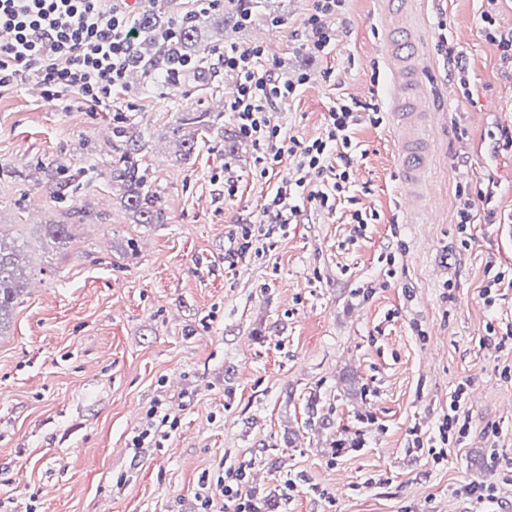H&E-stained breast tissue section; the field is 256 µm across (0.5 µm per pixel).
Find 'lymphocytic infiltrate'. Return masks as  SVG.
I'll use <instances>...</instances> for the list:
<instances>
[{
	"label": "lymphocytic infiltrate",
	"mask_w": 512,
	"mask_h": 512,
	"mask_svg": "<svg viewBox=\"0 0 512 512\" xmlns=\"http://www.w3.org/2000/svg\"><path fill=\"white\" fill-rule=\"evenodd\" d=\"M0 93L36 79L49 98L93 109L111 107L124 91L127 71L138 65L140 31L128 5L108 0H0ZM261 47L230 48L217 62L237 79L229 110L241 138L277 165L283 155L297 160L295 177L278 186L263 206L267 224H287L297 206L294 197L333 208L352 188L353 134L362 121L381 123L378 104L337 100L328 112L326 134L309 143L288 138L271 122L270 112L293 98L297 85L280 81L266 69ZM335 166H327L328 154Z\"/></svg>",
	"instance_id": "obj_1"
}]
</instances>
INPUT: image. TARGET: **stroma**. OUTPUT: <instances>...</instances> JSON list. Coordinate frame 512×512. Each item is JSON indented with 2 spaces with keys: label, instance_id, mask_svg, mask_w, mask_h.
<instances>
[{
  "label": "stroma",
  "instance_id": "obj_1",
  "mask_svg": "<svg viewBox=\"0 0 512 512\" xmlns=\"http://www.w3.org/2000/svg\"><path fill=\"white\" fill-rule=\"evenodd\" d=\"M246 6L253 25L219 7L205 37L242 50L274 33L266 67L307 78L270 115L288 135L324 137L337 100L379 104L383 123L354 134L355 200L301 206L259 234L293 157L265 174L249 142L230 152L215 134L183 155L185 113L236 128L224 110L236 77L220 69L201 84L139 78L107 111L64 109L32 79L1 94L0 235L24 278L0 324V512H197L205 489L214 512L243 499L260 512H512V152L494 138L512 125V62L482 19L512 30V0H407L394 14L347 0L326 54L306 47L314 0ZM397 28L436 114L425 186L437 205L416 224L398 198ZM443 34L461 70L438 55ZM119 127L147 141L164 223H138L110 178ZM460 184L490 196L498 223L459 228ZM356 210L372 221L352 224ZM459 387L469 429L448 440ZM311 397L328 427L306 425ZM152 409L166 420L134 447ZM240 471L244 498L223 494ZM477 478L492 499L462 494Z\"/></svg>",
  "mask_w": 512,
  "mask_h": 512
}]
</instances>
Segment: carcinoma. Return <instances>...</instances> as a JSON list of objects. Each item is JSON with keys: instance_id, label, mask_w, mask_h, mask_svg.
Listing matches in <instances>:
<instances>
[{"instance_id": "cac0c4a2", "label": "carcinoma", "mask_w": 512, "mask_h": 512, "mask_svg": "<svg viewBox=\"0 0 512 512\" xmlns=\"http://www.w3.org/2000/svg\"><path fill=\"white\" fill-rule=\"evenodd\" d=\"M166 21L167 14L161 11L144 14L138 19L143 55L140 71L157 82L166 79L167 71L177 67L178 60L190 58L202 62L210 51V46L202 43L204 21L186 18L181 36L174 42L156 37L157 30ZM115 135L120 145L116 146L112 161V182L121 189L126 207L139 216V223H164V211L152 189L148 169L139 166L135 159L146 147L144 137L130 129H120ZM23 277L15 248L0 236V325L13 307Z\"/></svg>"}]
</instances>
